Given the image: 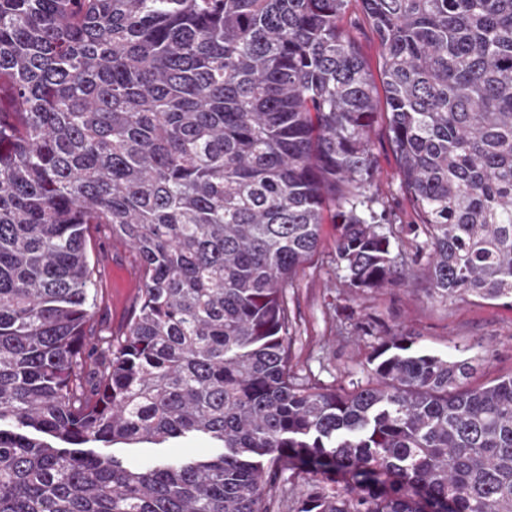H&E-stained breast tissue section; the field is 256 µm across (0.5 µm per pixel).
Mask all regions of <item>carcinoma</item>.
<instances>
[{"label": "carcinoma", "instance_id": "obj_1", "mask_svg": "<svg viewBox=\"0 0 512 512\" xmlns=\"http://www.w3.org/2000/svg\"><path fill=\"white\" fill-rule=\"evenodd\" d=\"M358 2L378 84L350 0H0V512H512V376L473 387L483 358L404 329L349 391L291 372L325 212L349 288L409 275L373 208L381 93L428 291L512 306V0ZM92 225L145 277L93 355ZM191 435L223 452L87 450ZM343 27L366 59L373 75L377 77V61L380 51L379 44L357 2H350ZM116 445L112 448H91L102 455H114L126 463L147 464L160 459H178L195 456H206L223 451L215 448V444L205 436H195L177 440L167 448H124Z\"/></svg>", "mask_w": 512, "mask_h": 512}]
</instances>
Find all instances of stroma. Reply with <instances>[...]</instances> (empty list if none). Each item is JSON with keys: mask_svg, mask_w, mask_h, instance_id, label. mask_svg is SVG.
Returning <instances> with one entry per match:
<instances>
[{"mask_svg": "<svg viewBox=\"0 0 512 512\" xmlns=\"http://www.w3.org/2000/svg\"><path fill=\"white\" fill-rule=\"evenodd\" d=\"M345 32L369 66H376L379 44L357 0L346 13ZM378 169L373 192L378 208L394 224H413V213L400 185L398 166L385 116H378L371 133ZM336 225L321 226L318 248L300 265L288 287V310L293 323L291 366L295 375L336 388L350 389L366 380V359L380 336L407 328L422 348L451 358L485 357L474 379L481 385L512 374V309L494 301H445L427 295L423 276L429 249L424 237L398 233L395 248L412 259V273L397 285L356 293L347 288L336 265ZM91 260L98 274L93 338L120 333L139 300L144 280L139 259L128 245L105 246L99 234L90 237ZM214 443L195 436L165 448H127L110 453L131 464L215 454Z\"/></svg>", "mask_w": 512, "mask_h": 512, "instance_id": "35a3bbf8", "label": "stroma"}]
</instances>
